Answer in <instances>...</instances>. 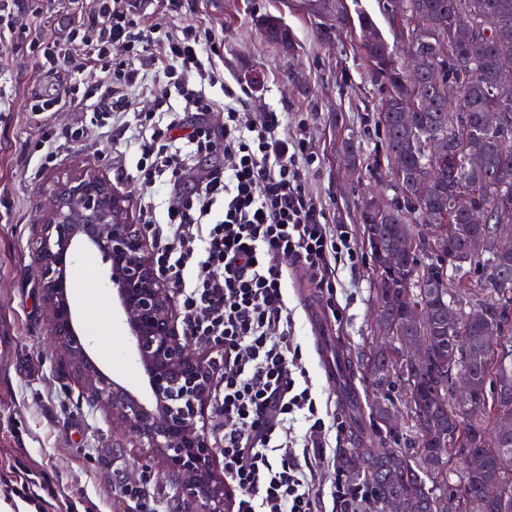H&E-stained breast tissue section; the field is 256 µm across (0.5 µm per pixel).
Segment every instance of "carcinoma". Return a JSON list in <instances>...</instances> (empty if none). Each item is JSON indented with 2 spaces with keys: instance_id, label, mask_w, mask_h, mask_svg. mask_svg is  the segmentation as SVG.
I'll return each mask as SVG.
<instances>
[{
  "instance_id": "1",
  "label": "carcinoma",
  "mask_w": 512,
  "mask_h": 512,
  "mask_svg": "<svg viewBox=\"0 0 512 512\" xmlns=\"http://www.w3.org/2000/svg\"><path fill=\"white\" fill-rule=\"evenodd\" d=\"M384 10L392 39H387L367 12L351 16L336 4V26L351 27L363 61L384 94L376 113L382 131L379 174L389 179L395 197L378 212L363 205L368 249L390 248L406 235L415 241L412 258L391 272H376V303L397 326L391 350L371 351L357 362L381 384L405 371V343L426 341L432 356L417 376L419 411L407 410L414 428V464L387 476L385 465L395 449L368 443L362 463L343 454L341 467L369 469L377 475L370 498L377 512L403 497L410 512H436L439 497L446 512H467L456 495L464 491L475 512H512V434L498 431V420L512 415V384L498 383L503 369L512 371V245L497 243V226L512 224V100L496 97L502 70H512L498 44L512 43V0H389ZM475 21L468 35L458 33V18ZM267 42L295 51L293 36L281 17L264 14L255 21ZM419 55L427 68L407 79L399 55ZM471 133L483 147L484 161L473 168L466 160L463 136ZM401 161L394 173L390 158ZM427 179L431 196L417 199L411 188ZM470 188V206L485 214L483 224L470 222L451 199ZM418 308L409 310V296ZM460 372L473 381V399L456 403L453 379ZM482 455L484 470L467 466ZM432 458L428 472L421 459ZM494 480L505 488L506 503L483 497Z\"/></svg>"
}]
</instances>
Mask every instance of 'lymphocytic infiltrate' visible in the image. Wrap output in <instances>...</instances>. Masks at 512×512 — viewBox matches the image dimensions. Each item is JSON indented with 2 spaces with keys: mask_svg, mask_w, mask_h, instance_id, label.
Instances as JSON below:
<instances>
[{
  "mask_svg": "<svg viewBox=\"0 0 512 512\" xmlns=\"http://www.w3.org/2000/svg\"><path fill=\"white\" fill-rule=\"evenodd\" d=\"M215 31L193 21L170 30L145 25L122 0H91L84 19L65 37L37 43L36 66L99 74V95L87 103L78 87L33 96V117L66 108L90 113L72 139L88 128L133 148L127 179L140 190L139 220L152 229L158 273L169 282L187 334L221 351L214 390L224 417L219 451L224 481L239 492L236 512H319L297 447L322 458L326 425L294 342L295 312L285 286L291 267L305 269L316 288L333 291L339 267H355L359 247L351 225L328 223L306 186L318 162L298 123L289 137L284 112L252 117L251 98L234 88L216 61ZM221 88L215 97L213 88ZM153 111H132L136 97ZM220 110L214 131L202 117ZM199 121L185 126L183 113ZM72 139H45L44 161L66 153ZM223 142L230 165L209 169L183 190L186 172ZM166 194L164 213L155 197ZM305 422L304 435L295 425Z\"/></svg>",
  "mask_w": 512,
  "mask_h": 512,
  "instance_id": "f902f5d3",
  "label": "lymphocytic infiltrate"
}]
</instances>
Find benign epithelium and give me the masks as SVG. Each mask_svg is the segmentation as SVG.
I'll use <instances>...</instances> for the list:
<instances>
[{
  "instance_id": "1",
  "label": "benign epithelium",
  "mask_w": 512,
  "mask_h": 512,
  "mask_svg": "<svg viewBox=\"0 0 512 512\" xmlns=\"http://www.w3.org/2000/svg\"><path fill=\"white\" fill-rule=\"evenodd\" d=\"M40 215L35 263L50 311L48 336L84 380L92 401L161 460L168 477L200 512H224L229 490L216 467V448L199 423L210 402V366L196 340L175 328V311L149 252L147 228L130 220L127 198L95 169L58 182ZM79 247L99 251L128 327V343L151 391L144 401L116 382L90 357L70 298V266ZM413 251L400 239L396 248L375 253L374 264L394 266ZM410 373L419 371L426 346L405 351ZM456 399L467 405L472 382L459 373Z\"/></svg>"
}]
</instances>
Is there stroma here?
Here are the masks:
<instances>
[{
    "mask_svg": "<svg viewBox=\"0 0 512 512\" xmlns=\"http://www.w3.org/2000/svg\"><path fill=\"white\" fill-rule=\"evenodd\" d=\"M145 25L167 29L187 18L211 26L223 38L219 64L234 84L249 86L254 111L288 115L289 126L308 124L307 135L321 162L310 170L308 184L330 220L355 224L374 180L380 140L373 115L380 102L376 82L367 70L349 30L336 28L332 12L311 9L310 0H184L181 15L159 0H136ZM38 16H23L26 30L0 40V475L17 467L33 472L47 495L46 512H130L115 486L144 485L160 493L166 512H186L180 489L168 481L159 459L124 434L107 408L94 404L79 375L47 344L49 309L38 285L34 263L39 212L58 181L87 167L129 195V211H138L136 185L120 171L135 163L125 146L96 136L73 143L56 161L44 164L36 145L45 136L69 137L79 115L55 112L50 123L32 118V93L79 84L94 94L93 71L61 70L53 75L34 64L38 36L64 35L86 6L83 0H32ZM282 16L295 38L287 56L266 42L255 26L263 13ZM354 138L360 178L349 176L341 142ZM102 255L84 249L73 258L71 298L88 352L113 379L142 400L151 393L128 344L127 327L113 300ZM376 275L367 252L356 268L340 269L337 302L342 320L333 322L339 343L362 357L376 343L373 321ZM302 270L288 281V304L296 310V340L301 366L313 391L340 421L338 448H353L347 413L318 363L305 302L317 297ZM313 488L324 501L322 512H337L331 498L337 485L349 489L358 480L343 472L337 458L314 464Z\"/></svg>",
    "mask_w": 512,
    "mask_h": 512,
    "instance_id": "1",
    "label": "stroma"
}]
</instances>
